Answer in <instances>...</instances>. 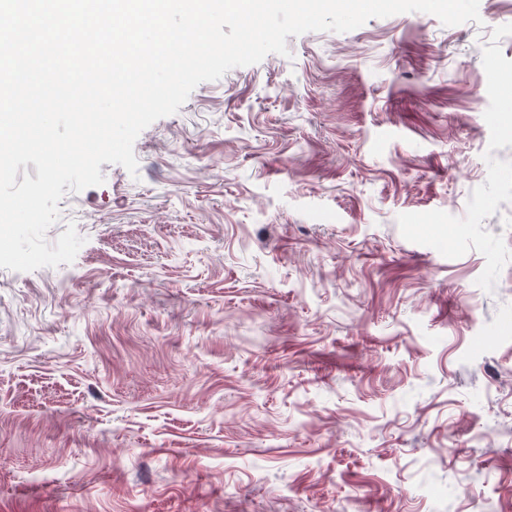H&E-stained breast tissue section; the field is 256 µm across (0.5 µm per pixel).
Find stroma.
Returning <instances> with one entry per match:
<instances>
[{
  "mask_svg": "<svg viewBox=\"0 0 512 512\" xmlns=\"http://www.w3.org/2000/svg\"><path fill=\"white\" fill-rule=\"evenodd\" d=\"M287 37L0 269V512H512V0Z\"/></svg>",
  "mask_w": 512,
  "mask_h": 512,
  "instance_id": "stroma-1",
  "label": "stroma"
}]
</instances>
